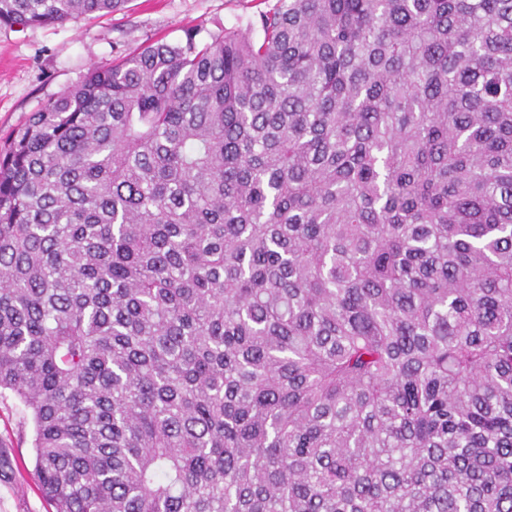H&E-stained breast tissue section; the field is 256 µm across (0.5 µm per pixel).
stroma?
<instances>
[{
  "instance_id": "1",
  "label": "stroma",
  "mask_w": 512,
  "mask_h": 512,
  "mask_svg": "<svg viewBox=\"0 0 512 512\" xmlns=\"http://www.w3.org/2000/svg\"><path fill=\"white\" fill-rule=\"evenodd\" d=\"M278 0H128L109 16L80 17L55 26L0 28V143L48 98L77 84L93 66L118 62L145 44L201 38L246 27ZM33 421L12 397L0 398V447L15 469L0 478V512H53L34 477Z\"/></svg>"
}]
</instances>
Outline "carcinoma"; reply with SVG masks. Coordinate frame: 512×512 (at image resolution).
Wrapping results in <instances>:
<instances>
[{"label": "carcinoma", "instance_id": "carcinoma-1", "mask_svg": "<svg viewBox=\"0 0 512 512\" xmlns=\"http://www.w3.org/2000/svg\"><path fill=\"white\" fill-rule=\"evenodd\" d=\"M6 393L55 512H512V0H279L44 101Z\"/></svg>", "mask_w": 512, "mask_h": 512}]
</instances>
